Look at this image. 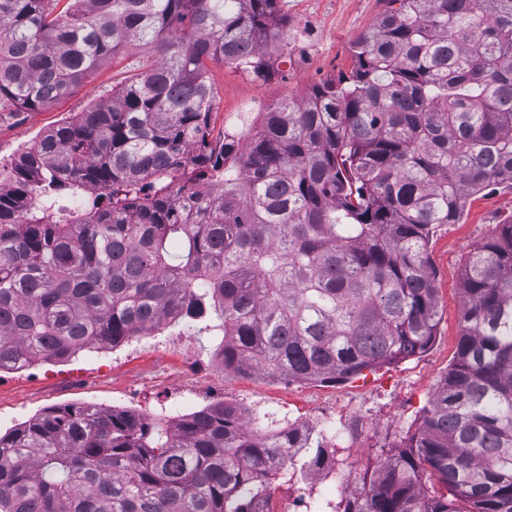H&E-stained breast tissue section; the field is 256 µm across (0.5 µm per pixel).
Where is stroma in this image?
I'll use <instances>...</instances> for the list:
<instances>
[{
  "mask_svg": "<svg viewBox=\"0 0 512 512\" xmlns=\"http://www.w3.org/2000/svg\"><path fill=\"white\" fill-rule=\"evenodd\" d=\"M384 9L383 0H279L287 24L281 59L269 78L254 79L232 65L210 68L215 88L212 140L223 141L225 122L240 113L265 111L278 101L302 97L313 85L348 76L353 68L351 44ZM148 61V51L131 50L105 61L52 106L12 112L10 120L0 124V153L16 154L43 131L108 99L113 87L131 81ZM511 221L512 187L498 185L470 200L461 223L436 229L429 256L439 323L434 342L422 354L363 370L342 382L288 381L225 370L223 362L213 358L217 337L182 322L169 328L170 334L184 339L181 352L130 342L112 352L83 351L66 362L40 360L20 371L0 372V431L56 406L123 407L157 422L162 407L178 399L196 408L225 400L246 408H277L305 426L321 416L334 418L353 431L362 471H373L385 460L386 449L405 445L418 430L434 390L455 359L464 258L495 225Z\"/></svg>",
  "mask_w": 512,
  "mask_h": 512,
  "instance_id": "obj_1",
  "label": "stroma"
}]
</instances>
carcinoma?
Here are the masks:
<instances>
[{"instance_id":"cac0c4a2","label":"carcinoma","mask_w":512,"mask_h":512,"mask_svg":"<svg viewBox=\"0 0 512 512\" xmlns=\"http://www.w3.org/2000/svg\"><path fill=\"white\" fill-rule=\"evenodd\" d=\"M60 2L0 0V105L50 106L137 47L152 63L0 183V371L184 319L224 337V369L294 381L428 349L435 229L512 185V0H386L350 76L218 149L208 64L265 79L278 0ZM73 197L90 218H68ZM461 291L457 355L417 432L320 512H512V223L469 252ZM276 455L345 467L318 436L258 433L224 403L166 428L51 407L0 435V512H253Z\"/></svg>"}]
</instances>
